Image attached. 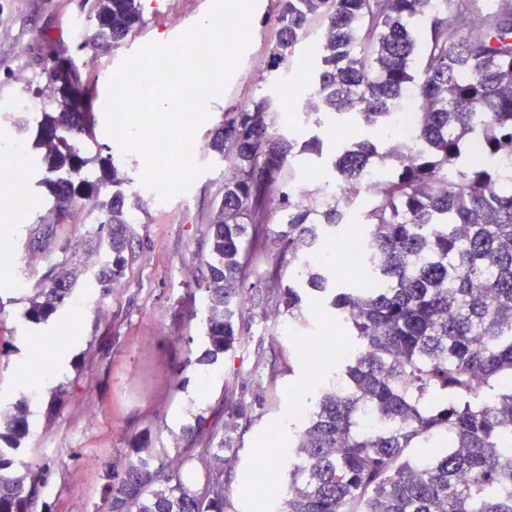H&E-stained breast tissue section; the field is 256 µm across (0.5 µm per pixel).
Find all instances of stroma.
Instances as JSON below:
<instances>
[{
	"instance_id": "stroma-1",
	"label": "stroma",
	"mask_w": 512,
	"mask_h": 512,
	"mask_svg": "<svg viewBox=\"0 0 512 512\" xmlns=\"http://www.w3.org/2000/svg\"><path fill=\"white\" fill-rule=\"evenodd\" d=\"M143 5L144 26L101 55L102 66L116 70L133 63L148 44H169L176 33L205 22L213 0H143ZM280 9L279 0H258L249 41L194 133V143L203 149L196 161L199 172L179 196L162 197L146 182L134 142L109 137L100 108L109 85L96 71L78 69L81 88L92 93L97 106L96 140L109 145L127 179L122 190L135 214L133 260L121 290L105 295L81 263L99 251L92 231L70 223L44 243L30 244L25 234L9 240L16 256L37 251L46 257L30 268L0 266V340L8 344L0 355V405L24 401L29 432L21 441V458L31 469L49 471L33 512H107L103 491L112 463L132 444L144 441L176 454L187 445V428L196 415L213 417L225 398L240 395L257 404L236 433L230 472L233 482L250 480L253 489L233 493L228 512L282 508L280 498L267 496L265 484L270 479L287 484V468L265 469L257 460L271 453L264 443L270 430L287 434L289 419L304 412L306 395L317 383L309 366L293 357V334L322 329L334 317L310 300L303 307L309 320L304 326L266 299L261 285L280 260L270 244L283 228L279 210L269 209L267 241L248 257L251 287L236 320V347L207 368L197 363L204 350V293L198 285L206 274L211 224L231 166L212 151L211 141L233 108L277 93L271 53ZM0 11L9 16L0 24L1 101L18 93L9 81L17 38L29 42L35 68L48 58L64 64L73 53L66 32L80 8L79 0H0ZM316 131L322 155L306 153L292 161L310 173L312 190L334 183L330 157L339 139L330 118H323ZM65 272L76 277V292L58 319L26 321L33 284Z\"/></svg>"
}]
</instances>
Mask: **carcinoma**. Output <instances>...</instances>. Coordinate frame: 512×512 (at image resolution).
<instances>
[{"instance_id": "obj_1", "label": "carcinoma", "mask_w": 512, "mask_h": 512, "mask_svg": "<svg viewBox=\"0 0 512 512\" xmlns=\"http://www.w3.org/2000/svg\"><path fill=\"white\" fill-rule=\"evenodd\" d=\"M281 0L272 65L288 63L308 25L324 21L310 91L298 98L307 114L336 126L369 128L396 139L394 108L412 91L423 120L413 148L381 152L370 139L345 140L336 150L337 179L353 181L371 165L389 168L368 186L371 205L355 234L365 242L364 265L374 288L343 285L329 265L301 273L320 235L334 232L353 198L314 214L281 193L287 230L281 266L267 278V299L288 315L310 290L317 305L343 325L352 353L336 360L341 384L320 382L310 410L294 426L288 449L285 512H512V0L483 13L474 0ZM454 9L460 23L448 21ZM95 29L88 46L108 52L144 24L141 0H84ZM430 20L422 50L411 24ZM43 72L61 82L58 109L46 116L32 147L58 140L51 174L42 180L55 199L56 220H67L77 190L98 172L105 221L95 235L105 264L94 277L102 292L123 279L134 212L120 186L127 179L110 155L84 157L76 137L92 132L95 115L81 111L79 88L63 83L56 66ZM278 103L266 95L240 105L212 142L233 156L224 195L211 224L210 260L202 290L208 316L200 364L234 347L236 315L248 274L243 237L265 239L267 205L295 152L322 153L314 135L296 142L272 131ZM70 130L74 138L57 135ZM481 155L470 158L471 149ZM288 284H283V267ZM64 276L44 278L24 317L47 322L72 295ZM253 402H224V416L200 415L190 445L174 456L136 446L104 491L109 512H227L232 486L224 453ZM372 409L380 426L362 427ZM0 418V512H31L45 484L41 472L11 475L25 463L19 439L28 431L24 404ZM433 448L426 459L412 448ZM204 464L187 484L188 462Z\"/></svg>"}]
</instances>
